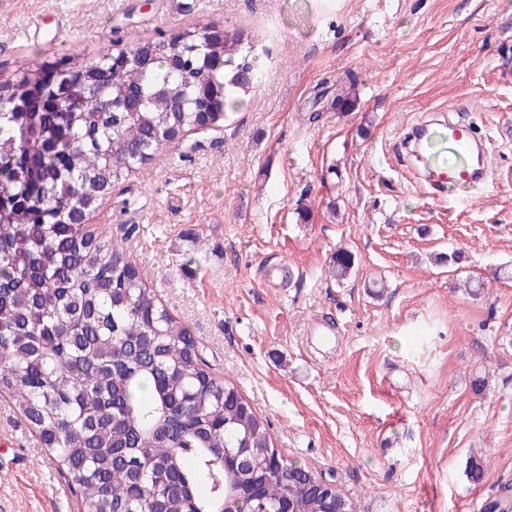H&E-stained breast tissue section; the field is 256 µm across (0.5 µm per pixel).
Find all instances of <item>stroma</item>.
<instances>
[{
  "mask_svg": "<svg viewBox=\"0 0 512 512\" xmlns=\"http://www.w3.org/2000/svg\"><path fill=\"white\" fill-rule=\"evenodd\" d=\"M205 24L250 43L256 85L223 131L113 186L91 229L354 512H490L512 498V0H7L0 75ZM461 117L492 172L465 205L400 151ZM341 247L359 268L339 282ZM452 250L460 266L438 262ZM45 458L0 393V512H69Z\"/></svg>",
  "mask_w": 512,
  "mask_h": 512,
  "instance_id": "1",
  "label": "stroma"
}]
</instances>
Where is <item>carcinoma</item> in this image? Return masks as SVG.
Masks as SVG:
<instances>
[{"instance_id": "obj_1", "label": "carcinoma", "mask_w": 512, "mask_h": 512, "mask_svg": "<svg viewBox=\"0 0 512 512\" xmlns=\"http://www.w3.org/2000/svg\"><path fill=\"white\" fill-rule=\"evenodd\" d=\"M254 70L238 34L199 26L0 76V392L81 512H330L343 500L282 457L136 262L87 227L157 149L223 128ZM354 268L337 250L332 274Z\"/></svg>"}]
</instances>
